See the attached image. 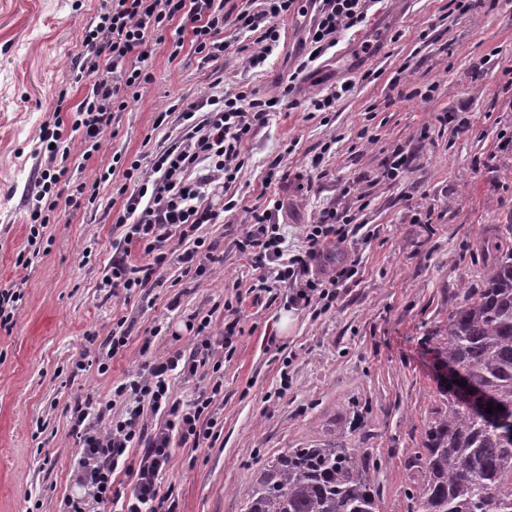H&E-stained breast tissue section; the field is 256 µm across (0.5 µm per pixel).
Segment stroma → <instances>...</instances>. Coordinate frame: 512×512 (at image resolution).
<instances>
[{"label": "stroma", "mask_w": 512, "mask_h": 512, "mask_svg": "<svg viewBox=\"0 0 512 512\" xmlns=\"http://www.w3.org/2000/svg\"><path fill=\"white\" fill-rule=\"evenodd\" d=\"M102 0H0V288L24 286L10 334H0V512H57L75 491L79 444L70 428L75 402L104 400L129 373L190 350L185 322L210 316L214 331L236 324L224 358L220 437L197 448L175 443L162 483L173 512H245L263 464L290 448H354L378 465L380 512H406L411 455L444 412L447 375L431 335H445L462 288L480 287L482 228L512 221V0H378L364 25L343 32L318 67L295 74L310 19L281 26L279 47L249 65L248 38L226 27L224 58L204 60L170 42L151 46L152 79L112 114L101 148L84 158L72 142L67 161L93 183L113 156L144 157L175 129L158 113L249 84L261 93L295 89L245 145V164L224 192L236 209L203 225L224 261L200 276L177 261L145 294L124 299L100 283L117 239L121 198L104 185L94 204L47 225L28 267L26 203L36 193L43 125L63 121L88 83L77 80L83 34ZM351 93L332 111L311 99L335 81ZM408 164L382 177L394 149ZM292 178L279 217L289 249L306 226L333 208L365 225L337 258L355 274L330 308L293 304L292 292L251 291L255 272L236 247L248 209L265 207L268 165ZM124 321L129 335L106 373L98 352Z\"/></svg>", "instance_id": "obj_1"}]
</instances>
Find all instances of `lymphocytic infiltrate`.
<instances>
[{
	"label": "lymphocytic infiltrate",
	"mask_w": 512,
	"mask_h": 512,
	"mask_svg": "<svg viewBox=\"0 0 512 512\" xmlns=\"http://www.w3.org/2000/svg\"><path fill=\"white\" fill-rule=\"evenodd\" d=\"M300 0H260L258 6L229 14L224 0H105L96 20L85 31L86 55L80 72L89 89L72 116L71 130L92 157L112 124L114 111L124 110L130 91L150 80L148 42L176 22L171 45L179 55L184 44L207 59H218L230 49L224 38L226 25L254 34L250 58L261 63L279 46L281 20L299 13ZM318 12L305 44L308 62H315L336 46L343 31L364 24L372 0H317ZM277 109L270 97L248 85L221 98L189 103L177 116L180 131L172 142L154 152L149 163L131 160L117 190L123 198L115 220L122 230L108 275L102 287L113 295L131 297L151 283L157 271L169 263L171 237L186 241L176 256L185 273L205 274L218 262V241L198 234L216 223L233 203H216L221 189L235 182L244 164L248 137L266 125ZM47 143L45 165L39 172V190L29 197L30 234L39 237L59 208L80 209L87 194L83 183H66V162L71 140L57 128H44ZM285 198H270L265 208L251 209L239 242L243 256L257 271L256 287L270 282L292 288L293 302L303 306L332 299L333 287L349 278L350 266L334 273L316 269L324 251L348 239L336 210L323 211L309 225L302 250L291 253L280 232L279 214ZM210 317H202L190 351H176L164 360L134 370L127 382L115 387L112 400L99 402L96 413L77 405L71 428L79 439L73 470L78 496L63 498L59 512H103L118 506L119 512H173L171 493L162 491L160 480L172 461L174 441L200 445L211 439L217 425L216 396L223 380L220 370L224 351L234 342L232 332L212 333ZM200 381L194 399H174L171 377ZM120 413H113V406ZM133 473L134 482L124 493L113 492L114 476Z\"/></svg>",
	"instance_id": "obj_1"
}]
</instances>
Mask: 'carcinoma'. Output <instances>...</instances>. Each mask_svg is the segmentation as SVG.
Wrapping results in <instances>:
<instances>
[{
    "instance_id": "cac0c4a2",
    "label": "carcinoma",
    "mask_w": 512,
    "mask_h": 512,
    "mask_svg": "<svg viewBox=\"0 0 512 512\" xmlns=\"http://www.w3.org/2000/svg\"><path fill=\"white\" fill-rule=\"evenodd\" d=\"M512 224L498 236L484 285L468 288L437 340V359L512 415ZM448 410L416 451L407 512H512V436L442 387ZM502 406L498 411L496 406ZM378 465L346 448H292L268 461L246 512H379Z\"/></svg>"
}]
</instances>
